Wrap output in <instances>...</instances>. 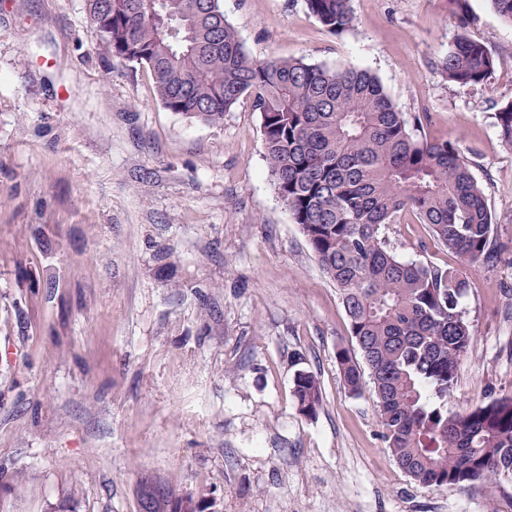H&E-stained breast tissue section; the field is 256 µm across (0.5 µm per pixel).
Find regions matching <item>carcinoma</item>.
I'll return each instance as SVG.
<instances>
[{
	"label": "carcinoma",
	"instance_id": "cac0c4a2",
	"mask_svg": "<svg viewBox=\"0 0 512 512\" xmlns=\"http://www.w3.org/2000/svg\"><path fill=\"white\" fill-rule=\"evenodd\" d=\"M329 33L355 27L350 0H305ZM112 54L150 70L165 108L218 122L240 100L261 120L280 201L334 282L351 347L336 352L349 392L371 383L398 467L437 490L512 478V397L448 412L456 367L474 336L460 311L459 268L408 262L387 230L407 219L467 267L498 258L493 218L459 147L422 135L372 72L250 56L223 0H86ZM497 66L486 44L460 36L441 63L448 81L484 85ZM512 145V102L495 113ZM297 407L316 415L315 375L293 379Z\"/></svg>",
	"mask_w": 512,
	"mask_h": 512
}]
</instances>
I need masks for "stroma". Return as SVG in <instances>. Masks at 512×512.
I'll use <instances>...</instances> for the list:
<instances>
[{"label": "stroma", "instance_id": "obj_1", "mask_svg": "<svg viewBox=\"0 0 512 512\" xmlns=\"http://www.w3.org/2000/svg\"><path fill=\"white\" fill-rule=\"evenodd\" d=\"M352 32L304 0H224L256 59L375 73L428 138L455 142L484 190L496 262L468 270L474 344L448 409L512 396V25L490 0H351ZM498 66L448 81L459 34ZM405 261L458 265L422 224ZM349 322L278 198L258 113L218 123L158 100L113 56L85 0H0V512H138L141 476L215 512H512V479L436 490L395 464L370 392L337 360ZM323 405L300 413L296 371Z\"/></svg>", "mask_w": 512, "mask_h": 512}]
</instances>
